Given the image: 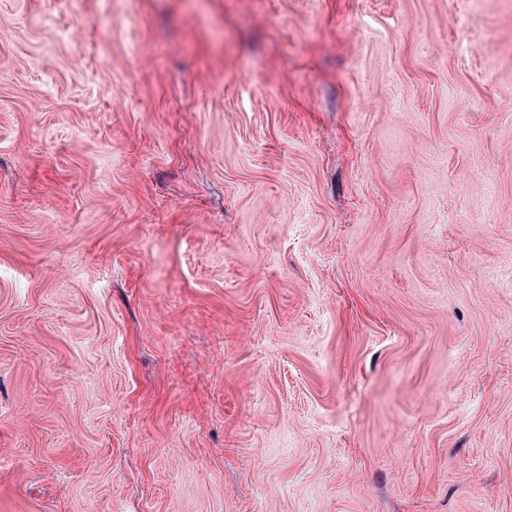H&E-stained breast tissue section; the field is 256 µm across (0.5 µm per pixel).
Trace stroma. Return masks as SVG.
<instances>
[{
  "mask_svg": "<svg viewBox=\"0 0 512 512\" xmlns=\"http://www.w3.org/2000/svg\"><path fill=\"white\" fill-rule=\"evenodd\" d=\"M0 512H512V0H0Z\"/></svg>",
  "mask_w": 512,
  "mask_h": 512,
  "instance_id": "35a3bbf8",
  "label": "stroma"
}]
</instances>
